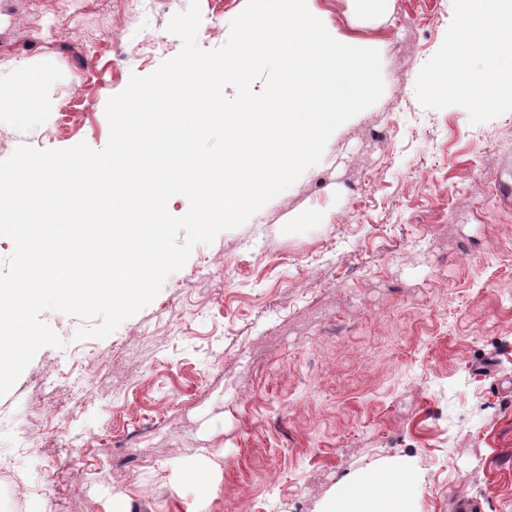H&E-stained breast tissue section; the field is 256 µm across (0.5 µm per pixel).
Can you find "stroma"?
I'll list each match as a JSON object with an SVG mask.
<instances>
[{
    "instance_id": "1",
    "label": "stroma",
    "mask_w": 512,
    "mask_h": 512,
    "mask_svg": "<svg viewBox=\"0 0 512 512\" xmlns=\"http://www.w3.org/2000/svg\"><path fill=\"white\" fill-rule=\"evenodd\" d=\"M199 2L213 50L247 0ZM189 4L0 0V160L103 148L109 98L178 54L167 26ZM307 6L382 53L383 95L107 338L43 313L66 346L0 396L18 462L0 512H330L385 470L406 472L410 512H512V92L436 86L449 54L485 67L460 45L462 0H393L376 23Z\"/></svg>"
}]
</instances>
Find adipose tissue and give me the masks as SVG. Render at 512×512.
<instances>
[{
    "mask_svg": "<svg viewBox=\"0 0 512 512\" xmlns=\"http://www.w3.org/2000/svg\"><path fill=\"white\" fill-rule=\"evenodd\" d=\"M469 37L480 38V50L493 64L494 73L472 78V95L489 98L502 85L503 73L512 74V0H464ZM335 512H407L405 500L385 476L371 473L346 487Z\"/></svg>",
    "mask_w": 512,
    "mask_h": 512,
    "instance_id": "adipose-tissue-1",
    "label": "adipose tissue"
}]
</instances>
